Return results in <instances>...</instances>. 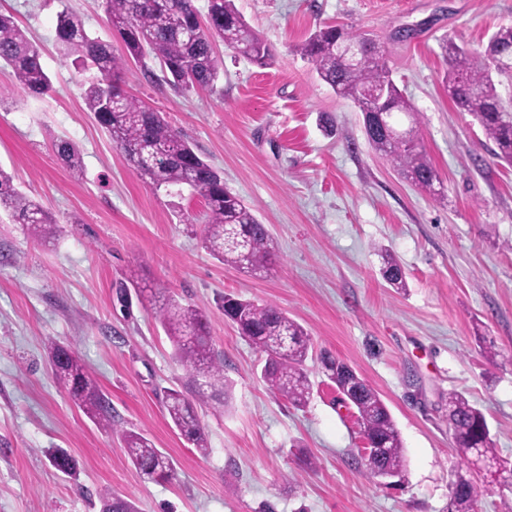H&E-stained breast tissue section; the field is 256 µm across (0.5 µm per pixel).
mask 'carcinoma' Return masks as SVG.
<instances>
[{
  "mask_svg": "<svg viewBox=\"0 0 512 512\" xmlns=\"http://www.w3.org/2000/svg\"><path fill=\"white\" fill-rule=\"evenodd\" d=\"M196 0H106L112 28L118 31L126 56L142 63L144 78L164 82L176 91L190 88L212 90L220 78L221 63L214 51L215 40L225 47L245 50L243 57L260 67L269 65L272 52L235 11L232 0H207V13L201 15ZM56 46L62 57L74 56L86 70L97 75L86 80L82 95L86 108L108 133L116 148L130 161L146 182L187 188L204 202L196 220L204 225L206 248L227 266L251 275L270 271L275 263L271 235L252 209L224 185V177L202 159L190 143L167 122L162 113L146 107L122 87L126 60L117 56L112 44L93 37L77 13L65 9L57 15ZM373 39L340 25L315 30L302 44L301 52L314 65L321 80L336 94L363 107V92L383 95L390 114H404L410 128L395 137L381 127L364 126L368 143L385 155L397 170L425 193H443L440 176L432 164L418 130L417 112L396 84L386 62L367 49L365 62L348 68L340 53L344 43ZM449 68L448 93L461 112L469 113L484 134L497 146L498 159L512 165V96L501 88L512 86V74L490 72L489 57L512 59V25L493 33L485 48L471 51L445 39L441 43ZM158 60L160 73L145 64L146 57ZM0 64L11 69L17 87L32 95L52 90L51 78L42 64L40 45L21 28L11 14L0 13ZM57 157L73 174L83 171L80 150L69 140L55 143ZM0 211L14 224H29L44 241L54 236L52 216L40 203L29 198L0 170ZM381 275L397 290L407 287L399 263L384 255ZM147 298L155 317L163 326L176 360L188 374L199 401H221L226 391L224 361L219 358L207 332V320L197 308L183 306L163 288L148 289ZM224 317L240 336L265 354L263 380L269 389L288 403L307 405L312 384L306 368L312 349L308 331L272 303L256 304L230 294L224 295ZM55 375L67 389L74 405L103 427L119 433L128 458L143 478L168 481L174 478L173 462L146 434L119 429L112 407L96 380L64 345L49 349ZM319 364L322 373L336 386L340 401L356 409L364 439L378 451H366L362 466L371 480L388 474L401 477L404 449L392 415L375 391L354 368L324 351ZM165 408L174 427L195 449L205 454L208 442L198 419L197 406L183 390L166 391ZM448 424L453 445L463 463L474 457L503 474V484L512 487V460L497 456L483 412L461 393H448ZM53 465L62 473L74 475L77 462L64 448L48 450ZM478 492L471 479L455 474L450 485L448 512H481ZM101 512H137L134 504L105 494Z\"/></svg>",
  "mask_w": 512,
  "mask_h": 512,
  "instance_id": "obj_1",
  "label": "carcinoma"
}]
</instances>
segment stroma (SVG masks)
<instances>
[{
  "label": "stroma",
  "instance_id": "obj_1",
  "mask_svg": "<svg viewBox=\"0 0 512 512\" xmlns=\"http://www.w3.org/2000/svg\"><path fill=\"white\" fill-rule=\"evenodd\" d=\"M271 47L260 67L217 45L214 91L175 92L128 63L123 88L143 100L224 177L272 232L278 262L262 277L225 266L195 217L200 198L155 188L90 119L81 74L55 47L57 15L123 44L105 0H0L44 49L53 89H18L0 67V168L56 221L53 240L0 220V512H98L104 493L139 512H448L463 463L453 449L448 394L485 415L498 454L512 459V166L448 95L444 36L470 50L512 25V0H233ZM363 31L418 112L444 194L408 182L369 145L363 116L318 77L300 45L319 27ZM415 27L407 40L399 26ZM80 150L82 179L54 152ZM407 288L380 275L381 250ZM166 289L208 317L230 385L227 406L199 410L208 454L166 416L164 392L187 384L141 284ZM125 289L127 304L117 291ZM232 294L273 303L309 332L314 351L351 365L377 390L403 441L406 472L389 487L358 464L365 441L352 409L319 371L298 409L261 376L262 353L218 306ZM70 346L96 377L121 428L142 430L167 453L175 477L145 480L116 433L74 406L47 348ZM67 449L78 476L56 470Z\"/></svg>",
  "mask_w": 512,
  "mask_h": 512
}]
</instances>
